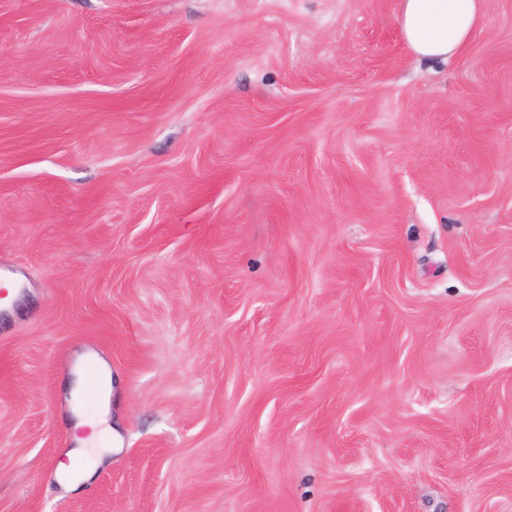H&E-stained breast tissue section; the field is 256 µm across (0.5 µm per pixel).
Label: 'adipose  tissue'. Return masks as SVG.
Here are the masks:
<instances>
[{
	"label": "adipose tissue",
	"instance_id": "ef3b65f1",
	"mask_svg": "<svg viewBox=\"0 0 512 512\" xmlns=\"http://www.w3.org/2000/svg\"><path fill=\"white\" fill-rule=\"evenodd\" d=\"M482 0H400L398 22L411 51L425 60H447L459 53L480 31ZM84 384L71 393L76 426L89 429V436L78 438L74 456L84 462L83 470L58 469L56 477L71 490L80 488L94 473L101 458L112 450V427L107 420L112 391L111 378H103L94 409L79 406Z\"/></svg>",
	"mask_w": 512,
	"mask_h": 512
}]
</instances>
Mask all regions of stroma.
Returning <instances> with one entry per match:
<instances>
[{"label": "stroma", "instance_id": "1", "mask_svg": "<svg viewBox=\"0 0 512 512\" xmlns=\"http://www.w3.org/2000/svg\"><path fill=\"white\" fill-rule=\"evenodd\" d=\"M398 10L0 0V512H512V0ZM482 0H401L398 22L405 42L421 59L459 53L480 31ZM112 391V380L106 376L101 381V387L96 394L99 401L98 407L92 411L87 408L73 406L72 411L78 419L74 430L90 428L87 437L75 436L77 447L72 448L68 456H77L83 459L84 468L81 471L59 468L56 472L57 480L65 487L76 490L85 484L94 473L101 458L112 452V426L108 424L106 416L109 411V399ZM95 441H98L102 448H89Z\"/></svg>", "mask_w": 512, "mask_h": 512}]
</instances>
